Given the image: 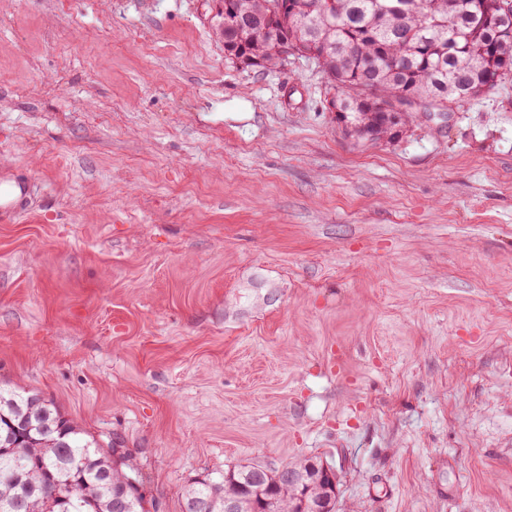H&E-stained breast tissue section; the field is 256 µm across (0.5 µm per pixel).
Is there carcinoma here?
Wrapping results in <instances>:
<instances>
[{
    "instance_id": "cac0c4a2",
    "label": "carcinoma",
    "mask_w": 512,
    "mask_h": 512,
    "mask_svg": "<svg viewBox=\"0 0 512 512\" xmlns=\"http://www.w3.org/2000/svg\"><path fill=\"white\" fill-rule=\"evenodd\" d=\"M221 0L224 54L245 67H276L281 45L317 61L339 90V115L355 136L396 139L410 114L463 107L512 76V5L506 0ZM25 474V483L12 476ZM139 474L41 396L0 387V512H112L122 498L128 512H146ZM270 489L276 512L298 507L279 470L236 466L190 483L183 512L205 500L224 512V497L244 488Z\"/></svg>"
}]
</instances>
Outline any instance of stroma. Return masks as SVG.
<instances>
[{"label":"stroma","instance_id":"obj_1","mask_svg":"<svg viewBox=\"0 0 512 512\" xmlns=\"http://www.w3.org/2000/svg\"><path fill=\"white\" fill-rule=\"evenodd\" d=\"M219 0H0V385L143 476L320 457L337 512H512V79L349 136ZM32 186L23 179L0 181V221L6 222L27 210V202L31 196Z\"/></svg>","mask_w":512,"mask_h":512}]
</instances>
